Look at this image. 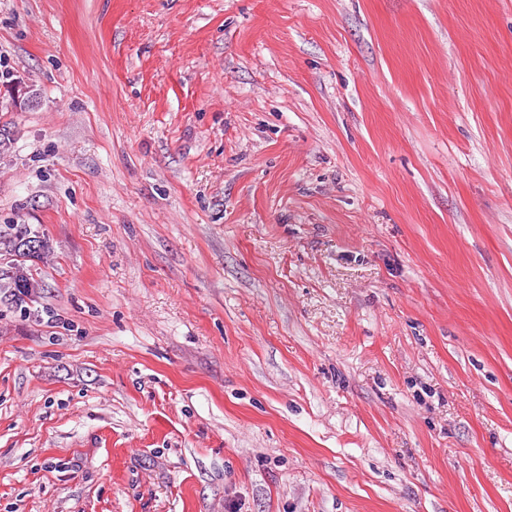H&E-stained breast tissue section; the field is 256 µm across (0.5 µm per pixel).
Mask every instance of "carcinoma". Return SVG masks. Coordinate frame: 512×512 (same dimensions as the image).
<instances>
[{"label": "carcinoma", "mask_w": 512, "mask_h": 512, "mask_svg": "<svg viewBox=\"0 0 512 512\" xmlns=\"http://www.w3.org/2000/svg\"><path fill=\"white\" fill-rule=\"evenodd\" d=\"M49 252V238L33 225L0 227V288L15 307L25 308L40 294L43 284L34 268Z\"/></svg>", "instance_id": "cac0c4a2"}]
</instances>
